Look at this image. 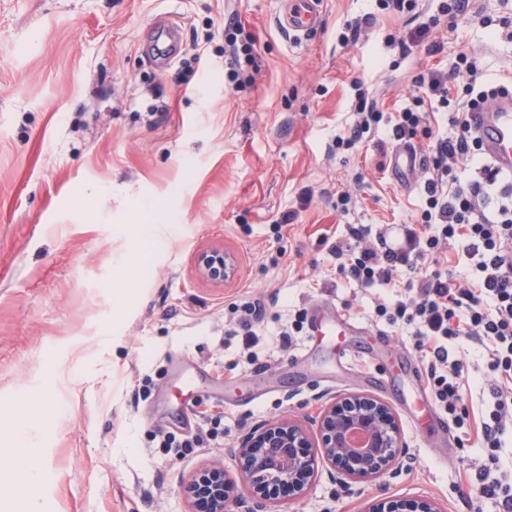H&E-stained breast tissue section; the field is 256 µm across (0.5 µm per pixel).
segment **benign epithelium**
Here are the masks:
<instances>
[{
    "label": "benign epithelium",
    "instance_id": "benign-epithelium-1",
    "mask_svg": "<svg viewBox=\"0 0 512 512\" xmlns=\"http://www.w3.org/2000/svg\"><path fill=\"white\" fill-rule=\"evenodd\" d=\"M199 269L211 281L222 283L235 273L234 260L222 250L201 253ZM317 425L326 459L337 474L368 479L391 470L401 453L399 427L391 408L383 401L360 394L329 400L312 419ZM307 429L282 418L265 424L244 437L238 448L242 474L252 496L265 501L305 493L318 472ZM235 484L214 466L193 476L184 493L190 512H226L235 499ZM366 512H442L425 500L377 501Z\"/></svg>",
    "mask_w": 512,
    "mask_h": 512
}]
</instances>
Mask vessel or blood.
I'll return each mask as SVG.
<instances>
[{
  "label": "vessel or blood",
  "instance_id": "vessel-or-blood-1",
  "mask_svg": "<svg viewBox=\"0 0 512 512\" xmlns=\"http://www.w3.org/2000/svg\"><path fill=\"white\" fill-rule=\"evenodd\" d=\"M323 0H281L276 24L291 40L302 41L322 22ZM156 57L167 61L176 47L178 26L170 20L154 23ZM469 120L482 144V151L501 173L512 176V92L500 95L484 105L480 111L470 113ZM419 162L414 149L399 148L393 156L397 178L409 176Z\"/></svg>",
  "mask_w": 512,
  "mask_h": 512
}]
</instances>
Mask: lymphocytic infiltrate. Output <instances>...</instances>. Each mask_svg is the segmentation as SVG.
I'll use <instances>...</instances> for the list:
<instances>
[{
  "mask_svg": "<svg viewBox=\"0 0 512 512\" xmlns=\"http://www.w3.org/2000/svg\"><path fill=\"white\" fill-rule=\"evenodd\" d=\"M455 72L461 90L450 91L438 70L419 74L415 108L399 112L391 127L393 141H429L421 165L424 207L414 224L402 225V239L391 246L385 234L370 236L365 225H348L330 251L339 272L362 286L394 287L397 271L416 275L415 290L399 293L379 316L415 327L414 347L425 365L431 392L456 426L467 418L463 405L462 342L480 346L496 382L480 427L487 461L476 471L481 497L494 500L499 512H512V485L492 477L503 436L512 430V178L487 163L467 114L488 103L499 85L480 80L475 61L462 58ZM436 100L448 113V127L433 131L426 101ZM476 258L479 274L470 278L442 268L440 258L453 242Z\"/></svg>",
  "mask_w": 512,
  "mask_h": 512,
  "instance_id": "lymphocytic-infiltrate-1",
  "label": "lymphocytic infiltrate"
}]
</instances>
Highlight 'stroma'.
I'll list each match as a JSON object with an SVG mask.
<instances>
[{"label":"stroma","instance_id":"obj_1","mask_svg":"<svg viewBox=\"0 0 512 512\" xmlns=\"http://www.w3.org/2000/svg\"><path fill=\"white\" fill-rule=\"evenodd\" d=\"M439 4L387 13L377 0H324L321 27L298 43L276 26L278 0H0V404L24 417L54 409L28 451L39 512H189L184 484L217 463L250 500L234 456L243 437L285 416L309 423L351 393L394 410V471L335 483L323 464L303 497L263 512H365L379 499L471 512L480 438L416 421L433 398L413 328L377 314L394 289L348 281L329 251L348 225L376 233L419 218L424 174L393 179L386 124L412 106L419 73H453L465 54L485 80L512 85V40L495 33L512 0H470L455 17ZM369 14L376 24L341 44ZM418 15L436 19L424 44L409 41ZM159 17L180 27L162 66L149 55ZM234 19L257 40L241 84L224 44ZM356 81L386 121L337 152ZM287 211L296 219L278 227ZM149 222L166 244L146 254ZM212 248L235 260L221 284L197 267ZM139 264L137 299L118 304L116 277ZM256 298L249 339L236 308ZM460 358L477 424L494 376L476 354ZM203 426L197 447L161 445Z\"/></svg>","mask_w":512,"mask_h":512}]
</instances>
